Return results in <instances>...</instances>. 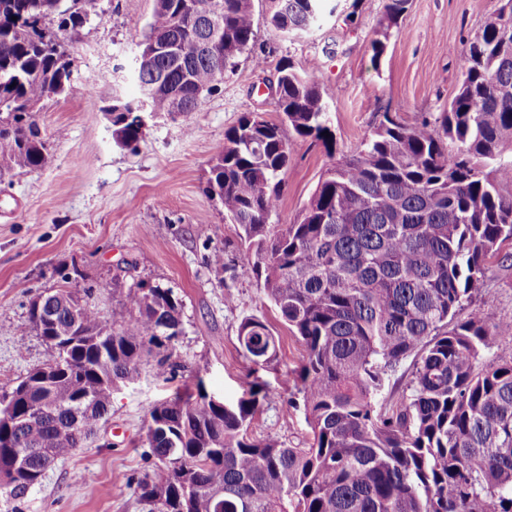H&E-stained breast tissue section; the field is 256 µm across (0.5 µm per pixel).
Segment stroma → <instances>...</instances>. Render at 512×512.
I'll use <instances>...</instances> for the list:
<instances>
[{
	"label": "stroma",
	"instance_id": "stroma-1",
	"mask_svg": "<svg viewBox=\"0 0 512 512\" xmlns=\"http://www.w3.org/2000/svg\"><path fill=\"white\" fill-rule=\"evenodd\" d=\"M383 4L326 0L335 15L325 16L313 34L287 40L267 26L266 0H254L258 33L251 53L188 119L149 120L144 141L133 149L115 144L103 107L112 95H139L130 69L154 0H101L98 16L66 32L77 61L74 89L36 114L47 161L0 178V387L20 382L48 359L29 321V303L58 287L67 272L72 287L91 289L90 303L105 317L119 287L143 280L173 289L182 302L183 332L172 356L174 380L158 376L154 361L143 362L133 380L113 389L95 437L55 462L13 504L20 512H147L136 485L155 464L145 441L148 411L199 380L207 394L233 403L259 378L268 398L251 434L288 445L306 437L304 415L289 403L302 348L256 279L244 273L239 229L203 188L225 131L243 115L279 121L267 86L284 60L321 84L336 152L285 129L292 156L276 224L297 221L326 170L354 154L384 114L411 125L447 108L465 45L498 0H412L376 65L371 41ZM257 55L263 68L254 65ZM217 251L224 255L220 267L211 261ZM487 267L475 305L489 323L512 321V266L492 258ZM249 316L279 338L276 359L260 369L237 341ZM13 505L0 499V512Z\"/></svg>",
	"mask_w": 512,
	"mask_h": 512
}]
</instances>
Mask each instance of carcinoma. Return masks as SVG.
Returning <instances> with one entry per match:
<instances>
[{"label":"carcinoma","instance_id":"1","mask_svg":"<svg viewBox=\"0 0 512 512\" xmlns=\"http://www.w3.org/2000/svg\"><path fill=\"white\" fill-rule=\"evenodd\" d=\"M223 51L181 57L136 52L141 97H112L114 141L144 140L139 112L188 116L218 90L222 73L251 51L253 0H223ZM207 0H155L143 42L208 38ZM410 0H384L383 36ZM99 0H0V170L47 159L32 102L69 92L74 59L61 34L98 15ZM323 0H276L267 24L282 35L318 26ZM58 17V32L45 19ZM512 0L465 47L448 109L414 125L385 114L357 154L329 169L299 219L273 224L291 149L288 126L333 152L324 92L290 62L277 69L281 123L249 113L224 134L205 192L224 206L247 244L244 272L300 343L294 370L308 438L285 446L249 435L266 399L254 382L236 402L176 390L148 411L156 458L138 481L149 512H512V359L488 358L512 322L490 325L467 310L486 259L512 242ZM37 296L50 320H30L50 357L12 390L18 420L0 425V498L18 500L43 480L48 459L83 447L107 420L112 389L144 355L174 373L182 303L140 281L105 318L67 286ZM238 342L255 367L271 363L276 336L255 317ZM413 358L407 390L377 407L385 375ZM40 414L28 416L34 405ZM25 448L29 453L19 454Z\"/></svg>","mask_w":512,"mask_h":512}]
</instances>
